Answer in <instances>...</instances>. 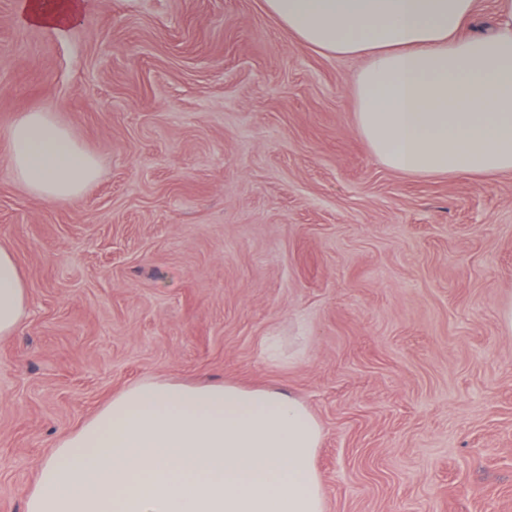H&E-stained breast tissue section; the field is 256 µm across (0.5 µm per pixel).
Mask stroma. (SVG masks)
I'll list each match as a JSON object with an SVG mask.
<instances>
[{"mask_svg": "<svg viewBox=\"0 0 512 512\" xmlns=\"http://www.w3.org/2000/svg\"><path fill=\"white\" fill-rule=\"evenodd\" d=\"M0 0V132L54 113L99 162L36 199L0 139V512L144 377L292 393L326 512H512V171L408 176L355 124L361 57L263 0H90L66 37ZM29 292L15 254L0 247V339L12 336L28 315Z\"/></svg>", "mask_w": 512, "mask_h": 512, "instance_id": "obj_1", "label": "stroma"}]
</instances>
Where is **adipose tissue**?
Returning a JSON list of instances; mask_svg holds the SVG:
<instances>
[{"label": "adipose tissue", "mask_w": 512, "mask_h": 512, "mask_svg": "<svg viewBox=\"0 0 512 512\" xmlns=\"http://www.w3.org/2000/svg\"><path fill=\"white\" fill-rule=\"evenodd\" d=\"M496 4L492 32L464 37L473 0H264L300 44L364 57L357 130L409 176L512 170V0ZM86 10V0H19L17 21L62 37ZM0 138L38 199L74 200L97 178L95 157L53 113H21ZM28 309L19 262L1 246L0 339ZM321 438L292 394L147 377L56 444L25 512H325Z\"/></svg>", "instance_id": "adipose-tissue-1"}]
</instances>
